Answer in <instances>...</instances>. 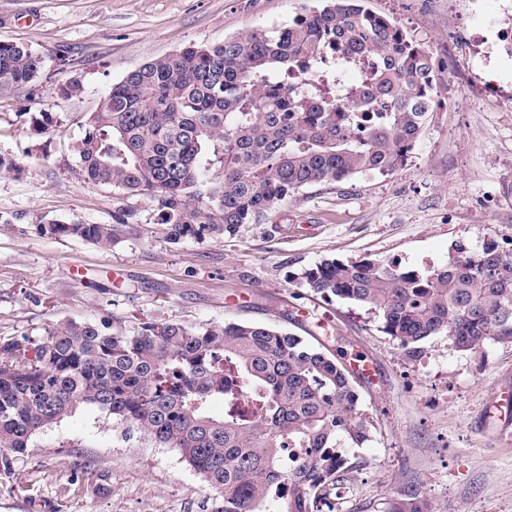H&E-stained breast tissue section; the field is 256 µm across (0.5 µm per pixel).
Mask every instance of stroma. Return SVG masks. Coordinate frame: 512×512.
Returning <instances> with one entry per match:
<instances>
[{"label": "stroma", "instance_id": "stroma-1", "mask_svg": "<svg viewBox=\"0 0 512 512\" xmlns=\"http://www.w3.org/2000/svg\"><path fill=\"white\" fill-rule=\"evenodd\" d=\"M319 0H0V42L42 59L32 86L0 97V340L42 336L66 321L109 318L133 328L162 320L199 327L259 322L317 338L356 376L370 440L342 449L344 478L321 512H388L417 496L441 512H512V343L458 351L429 337L419 356L386 334L369 310L310 292L304 270L326 259L377 260L422 273L458 247L512 241V64L495 95L474 80L478 16L448 0H363L439 63L440 103L404 162L307 186L265 221L233 236L167 237L154 206L83 181L71 145L112 85L152 58L287 25ZM469 41L449 51L459 33ZM77 96L61 95L63 85ZM62 121L34 136L23 113ZM121 207L138 222L112 247L54 238L41 225L108 224ZM78 267L71 276L70 267ZM216 494L176 449L125 440L91 408L36 435L11 472H0V512H213Z\"/></svg>", "mask_w": 512, "mask_h": 512}]
</instances>
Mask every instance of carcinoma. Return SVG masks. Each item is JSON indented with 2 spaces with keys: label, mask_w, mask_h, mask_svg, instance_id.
Wrapping results in <instances>:
<instances>
[{
  "label": "carcinoma",
  "mask_w": 512,
  "mask_h": 512,
  "mask_svg": "<svg viewBox=\"0 0 512 512\" xmlns=\"http://www.w3.org/2000/svg\"><path fill=\"white\" fill-rule=\"evenodd\" d=\"M380 65L336 97V54ZM41 58L0 42V96L35 82ZM306 72L311 90L291 87ZM438 68L421 44L360 0H323L285 27L152 59L85 115L72 145L83 180L146 196L168 236H232L303 187L391 172L433 111ZM381 112L361 114L370 104ZM59 132L54 112L26 118ZM220 164L221 175L208 177ZM137 220L49 223L42 233L112 247ZM422 274L381 261L323 260L303 286L372 310L409 353L446 334L461 351L512 342V254L492 244ZM224 413H211L214 401ZM82 406L175 448L220 498L214 512H320L345 469L338 449L370 440L351 372L301 336L266 324L60 323L0 342V470ZM299 450L284 463L282 451ZM393 512H438L422 500Z\"/></svg>",
  "instance_id": "carcinoma-1"
}]
</instances>
